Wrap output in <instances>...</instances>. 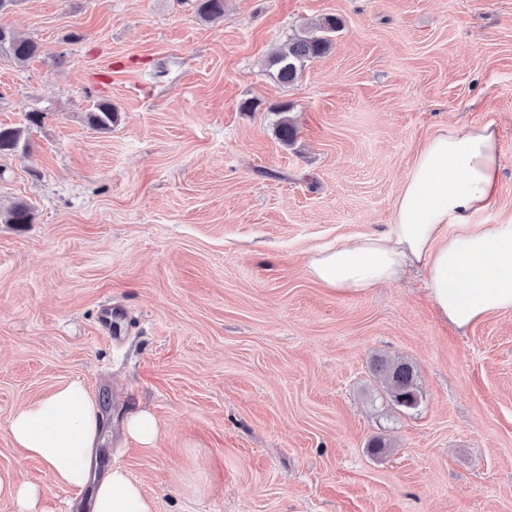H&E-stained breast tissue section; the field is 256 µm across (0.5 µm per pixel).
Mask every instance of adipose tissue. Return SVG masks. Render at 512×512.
Listing matches in <instances>:
<instances>
[{
	"label": "adipose tissue",
	"instance_id": "adipose-tissue-1",
	"mask_svg": "<svg viewBox=\"0 0 512 512\" xmlns=\"http://www.w3.org/2000/svg\"><path fill=\"white\" fill-rule=\"evenodd\" d=\"M500 166L494 123L437 129L413 162L388 230L314 249L310 277L345 297L396 282L407 267L419 266L440 317L457 329L511 311L512 222H473L497 200ZM101 430L102 415L79 381L17 409L7 422L12 443L43 462L57 485L89 489L91 512H154L124 468L99 470Z\"/></svg>",
	"mask_w": 512,
	"mask_h": 512
}]
</instances>
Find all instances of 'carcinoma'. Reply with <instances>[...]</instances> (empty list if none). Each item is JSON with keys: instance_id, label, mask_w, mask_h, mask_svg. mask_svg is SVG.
<instances>
[{"instance_id": "1", "label": "carcinoma", "mask_w": 512, "mask_h": 512, "mask_svg": "<svg viewBox=\"0 0 512 512\" xmlns=\"http://www.w3.org/2000/svg\"><path fill=\"white\" fill-rule=\"evenodd\" d=\"M195 14L202 20H210L224 16V0H193ZM339 21L333 15L323 17L315 24L313 31L295 34L271 59L272 66L277 69L278 80L283 84L296 81L306 66L324 57L332 48L330 34L338 28ZM39 52V45L30 38L18 36L11 28L0 24V55H5L21 65ZM43 112L32 110L27 112V125L0 126V156L13 155L17 152L27 153L29 150V130L41 123ZM88 124L95 130L108 132L118 121V112L112 102L102 99L96 102L86 115ZM34 213L24 201L13 203L4 213H0L3 224H31ZM380 371L387 385L389 399L392 404L412 408L418 403L419 394L416 374L412 366L405 362H383Z\"/></svg>"}]
</instances>
